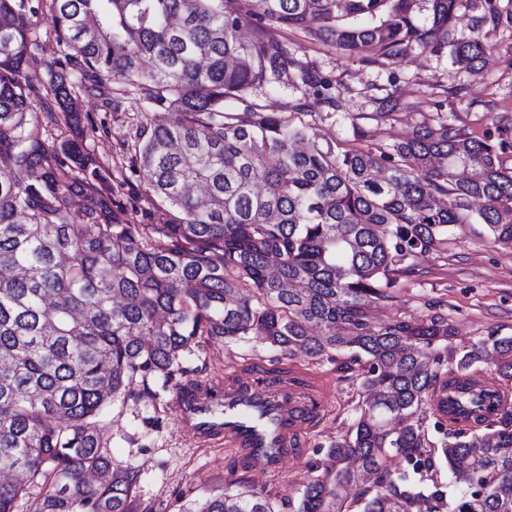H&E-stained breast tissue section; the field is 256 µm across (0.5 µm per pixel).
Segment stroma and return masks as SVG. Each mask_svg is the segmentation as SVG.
Instances as JSON below:
<instances>
[{
    "label": "stroma",
    "instance_id": "stroma-1",
    "mask_svg": "<svg viewBox=\"0 0 512 512\" xmlns=\"http://www.w3.org/2000/svg\"><path fill=\"white\" fill-rule=\"evenodd\" d=\"M499 24L478 25L479 0H459L456 37L480 30L490 49L480 72L454 63L449 50L433 52L414 48L406 59L394 63L379 57L367 61L350 56L318 39L313 28L284 29L276 20L265 27L283 40L298 59L313 66L332 95L338 96L340 114L328 119L314 89L299 84L255 88L247 100L270 112H284L302 101L314 112L316 136L334 137L341 147L389 149L424 124L446 119L476 139L495 145L505 167L512 168V0H500ZM59 47L48 23L38 26V47L27 74L37 89L33 109L47 111L55 100L49 91L50 72ZM112 105L78 95L84 127V144L99 163L103 185L126 224H170L178 214L161 206L148 192L136 164L137 135L147 122L146 109L137 96L112 86ZM360 125L364 138L353 135ZM418 275L401 279L397 298L376 304L373 321L392 315L420 320L429 304H439L456 329L449 341L463 352L488 335L512 336V248L497 244L483 225L461 224L448 235L438 253L419 260ZM336 360L288 357L267 344L245 340H202L186 362L187 381L208 382L227 374H273L296 367L319 381L330 394L323 420L304 436L305 451L288 460L276 473L242 466L222 448L197 447L185 441L174 411L176 386L152 376L134 381L131 397L111 403L102 422L103 446L111 457L139 471L133 497L134 512H177L178 496L202 499L228 489L232 480L245 478L256 491L275 499L299 500L301 488L321 474L330 443L341 438L354 420L359 401V378L340 370Z\"/></svg>",
    "mask_w": 512,
    "mask_h": 512
}]
</instances>
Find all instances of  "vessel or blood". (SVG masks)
<instances>
[{
    "label": "vessel or blood",
    "mask_w": 512,
    "mask_h": 512,
    "mask_svg": "<svg viewBox=\"0 0 512 512\" xmlns=\"http://www.w3.org/2000/svg\"><path fill=\"white\" fill-rule=\"evenodd\" d=\"M327 398L300 371L263 381L229 378L178 388L175 410L190 443L231 449L247 467L278 472L303 452V434L323 418Z\"/></svg>",
    "instance_id": "vessel-or-blood-1"
}]
</instances>
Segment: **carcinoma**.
I'll list each match as a JSON object with an SVG mask.
<instances>
[{"mask_svg":"<svg viewBox=\"0 0 512 512\" xmlns=\"http://www.w3.org/2000/svg\"><path fill=\"white\" fill-rule=\"evenodd\" d=\"M457 0H0V512H132L138 470L113 462L100 424L138 378L188 373L201 339L255 336L282 354L366 357V394L303 485L294 512H512V404L488 413L467 371L495 355L512 393V336L463 353L441 312L373 325L400 278L457 224L512 245V170L494 147L443 119L380 154L307 140L294 113L246 105L254 87L323 86L278 37L316 19L349 55L402 61L414 46L451 48L472 69L479 30L457 38ZM48 20L61 46L50 91L70 135L50 138L25 75ZM159 118L144 129L139 172L181 214L125 224L83 148L79 91L112 83ZM85 189L92 204L77 209ZM402 457L412 473H395ZM466 489L444 490L443 468ZM33 486L38 495L29 496ZM180 512H281L243 486Z\"/></svg>","mask_w":512,"mask_h":512,"instance_id":"obj_1","label":"carcinoma"}]
</instances>
